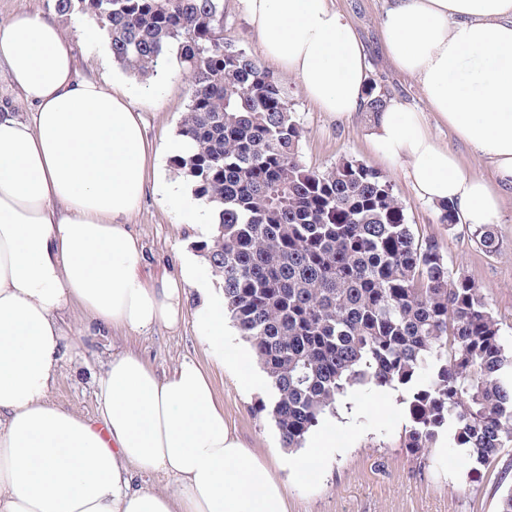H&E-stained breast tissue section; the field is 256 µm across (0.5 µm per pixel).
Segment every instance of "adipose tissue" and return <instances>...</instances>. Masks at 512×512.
Listing matches in <instances>:
<instances>
[{
	"label": "adipose tissue",
	"mask_w": 512,
	"mask_h": 512,
	"mask_svg": "<svg viewBox=\"0 0 512 512\" xmlns=\"http://www.w3.org/2000/svg\"><path fill=\"white\" fill-rule=\"evenodd\" d=\"M263 58L299 78L332 119L365 102V48L334 0H236ZM385 53L421 87L419 112L389 101L369 140L407 165L414 194L452 205L469 228L494 224L512 198V0H386ZM0 71L31 105L0 103V512H288V493L267 458L224 418L212 379L196 360L158 374L136 350L113 353L93 373L100 422L53 404L50 392L79 334L176 329L185 314L208 351L228 355L237 388L261 391L247 367L200 253L179 247V273L150 284L128 224L147 192L200 232L217 210L167 178L162 153L197 147L178 136L156 145L122 85L77 74L73 44L51 17L18 13L0 23ZM436 116L486 160L467 173L429 130ZM196 305H189V292ZM161 472L175 485H135Z\"/></svg>",
	"instance_id": "obj_1"
}]
</instances>
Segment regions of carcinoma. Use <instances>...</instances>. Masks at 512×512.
<instances>
[{"label":"carcinoma","mask_w":512,"mask_h":512,"mask_svg":"<svg viewBox=\"0 0 512 512\" xmlns=\"http://www.w3.org/2000/svg\"><path fill=\"white\" fill-rule=\"evenodd\" d=\"M56 8L95 17L130 71L150 75L173 47L191 70L180 133L198 151L174 164L198 199L220 208L203 252L268 377L284 447H303L356 386L407 393L405 448L418 460L445 434L478 465L512 441V354L479 290L416 239L381 173L348 159L325 172L303 164L288 93L224 41L222 0ZM386 103L370 87L364 112Z\"/></svg>","instance_id":"1"}]
</instances>
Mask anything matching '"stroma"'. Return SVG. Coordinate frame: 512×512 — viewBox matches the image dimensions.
Here are the masks:
<instances>
[{"mask_svg": "<svg viewBox=\"0 0 512 512\" xmlns=\"http://www.w3.org/2000/svg\"><path fill=\"white\" fill-rule=\"evenodd\" d=\"M364 44L369 64L368 82L388 99L417 111L428 106L420 86L397 72L382 44L380 16L384 0H334ZM56 16L71 38L79 75L104 81L122 78L143 112L148 134L162 144L179 133L188 110L191 72L175 52H168L149 79H142L108 56L99 40L100 24L87 15L59 14L55 0H0V22L17 12ZM303 128L301 159L319 171L343 159H353L380 172L393 184L406 220L417 235L432 239L448 262L453 276L469 279L484 297L500 324L501 340L512 350V201H505L494 224L497 247L486 252L463 224H445L441 211L417 198L404 176L403 164L382 159L367 139L370 121L360 112L345 120L331 119L304 95L296 77L279 74ZM132 229L144 243L141 273L155 281L174 274L176 245L191 231L179 225L157 197H148L131 219ZM139 349L158 373L169 372L182 359L193 358L209 369L224 417L248 447L276 461L281 448L271 416L269 395L241 394L228 370L205 348L192 321L178 330L156 328L135 337ZM122 338L90 336L82 340L81 356L90 369L98 368L113 350L122 349ZM89 369V371H90ZM89 371L63 370L51 392L53 402L75 410L85 419L100 416L95 385ZM403 391L356 388L322 422L329 435L324 461L311 475L296 471L283 461L278 476L285 482L288 512H498L502 493L512 487V445L490 464L475 468L465 453L453 446L431 448L426 463L406 451L404 442L410 418Z\"/></svg>", "mask_w": 512, "mask_h": 512, "instance_id": "35a3bbf8", "label": "stroma"}]
</instances>
